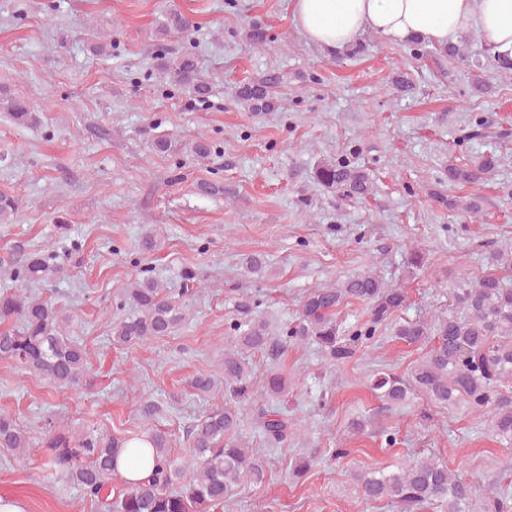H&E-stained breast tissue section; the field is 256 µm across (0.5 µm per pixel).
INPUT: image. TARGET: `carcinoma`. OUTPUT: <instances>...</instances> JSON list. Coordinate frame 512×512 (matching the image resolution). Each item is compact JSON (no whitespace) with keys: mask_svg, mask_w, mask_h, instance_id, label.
Returning a JSON list of instances; mask_svg holds the SVG:
<instances>
[{"mask_svg":"<svg viewBox=\"0 0 512 512\" xmlns=\"http://www.w3.org/2000/svg\"><path fill=\"white\" fill-rule=\"evenodd\" d=\"M174 81L202 94L206 84L198 78L193 62L183 57L168 66ZM272 81H250L238 91L239 102L252 112L274 109ZM0 107L17 123H37L36 113L22 99L0 92ZM493 153L464 168L448 165V183L477 184L497 167ZM316 178L347 197L363 200L372 192L367 168L348 162H323ZM244 272L262 279L267 265L263 258L243 259ZM61 272L56 255L46 248L28 253L13 266V278L30 283L54 280ZM192 273L186 276L181 297L170 296L155 279L144 276L121 289L115 301L121 312L112 325V341L134 344L174 334L186 320L189 301L195 294ZM453 293L462 307L459 314H440L394 322L408 296L403 288L386 286L375 275L364 272L348 278L338 288H315L305 297L296 320L279 333L270 332L266 322L240 305L245 317L230 323L226 336L233 349L224 351V405L207 411L186 429L196 472L187 475L168 450L165 432L144 434L155 450L152 476L136 486H121L106 494L115 455L125 438L105 436L88 428L75 436L58 428L53 416L44 418L42 447L47 471L70 480L90 499L101 503L104 512H217L224 508L235 489L244 483L261 485L267 478L266 462L252 456L242 443L240 408H253V424L270 445L288 440L293 421L288 414L258 401L288 395L290 379L277 366L291 345L311 344L333 363H343L367 347L376 332L394 324L395 339L428 346L424 361L406 376L376 373L370 387L390 405L403 404L415 393L446 409L464 405L491 414L490 436L512 447V398L499 387L512 382V288L495 269L470 280L461 278ZM357 300L367 304L368 318L343 330L336 311ZM0 360L11 361L36 378L58 388L76 385L86 371V352L74 340V317L63 308L33 296L0 289ZM266 354L275 366L262 379L254 376L249 353ZM29 447V438L16 419L0 412V448L13 451ZM363 499L386 501L397 512H420L435 504L441 512H471L474 479L448 470L435 456L424 457L395 471L369 470L355 474ZM480 512H512V487L495 479L488 484Z\"/></svg>","mask_w":512,"mask_h":512,"instance_id":"carcinoma-1","label":"carcinoma"}]
</instances>
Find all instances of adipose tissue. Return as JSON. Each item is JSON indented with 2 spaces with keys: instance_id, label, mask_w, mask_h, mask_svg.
<instances>
[{
  "instance_id": "adipose-tissue-1",
  "label": "adipose tissue",
  "mask_w": 512,
  "mask_h": 512,
  "mask_svg": "<svg viewBox=\"0 0 512 512\" xmlns=\"http://www.w3.org/2000/svg\"><path fill=\"white\" fill-rule=\"evenodd\" d=\"M295 19L310 41L331 50L370 31L396 41L438 43L471 31L489 56L512 59V0H296ZM153 468L154 451L145 441L127 443L115 460L116 471L132 485Z\"/></svg>"
}]
</instances>
